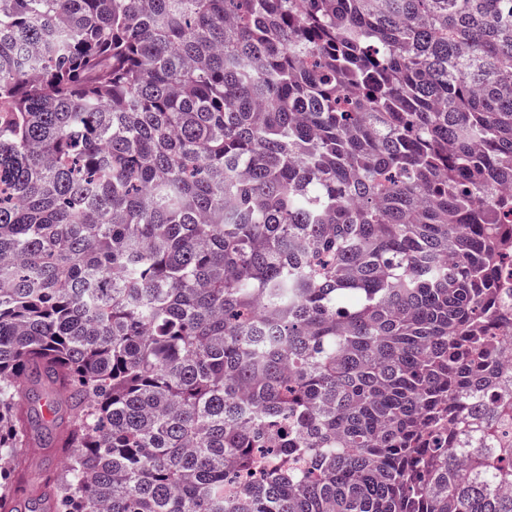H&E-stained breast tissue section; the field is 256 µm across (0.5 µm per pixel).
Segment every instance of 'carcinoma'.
Masks as SVG:
<instances>
[{"label":"carcinoma","instance_id":"1","mask_svg":"<svg viewBox=\"0 0 512 512\" xmlns=\"http://www.w3.org/2000/svg\"><path fill=\"white\" fill-rule=\"evenodd\" d=\"M509 265L512 0H0V512H512ZM30 463L31 478L34 482L40 481L47 474L59 471L63 465L64 457L55 448H25Z\"/></svg>","mask_w":512,"mask_h":512}]
</instances>
